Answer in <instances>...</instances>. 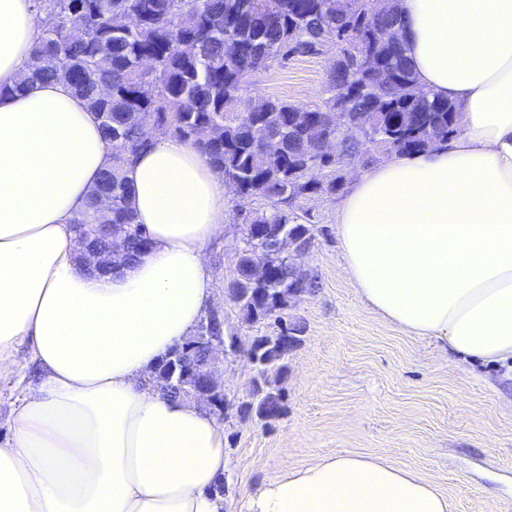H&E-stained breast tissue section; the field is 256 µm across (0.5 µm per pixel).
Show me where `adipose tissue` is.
<instances>
[{
    "label": "adipose tissue",
    "mask_w": 512,
    "mask_h": 512,
    "mask_svg": "<svg viewBox=\"0 0 512 512\" xmlns=\"http://www.w3.org/2000/svg\"><path fill=\"white\" fill-rule=\"evenodd\" d=\"M419 87L458 133L359 174L336 214L358 295L395 329L485 362L512 359V0H400ZM38 32L33 0H0V382L26 349L41 375L10 401L0 512H221L224 427L157 392V362L211 296L206 246L224 233V178L155 138L124 168L150 247L99 275L71 220L111 145L66 83L15 82ZM248 512H449L435 480L336 452L246 491Z\"/></svg>",
    "instance_id": "ef3b65f1"
}]
</instances>
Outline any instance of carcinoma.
<instances>
[{
  "label": "carcinoma",
  "mask_w": 512,
  "mask_h": 512,
  "mask_svg": "<svg viewBox=\"0 0 512 512\" xmlns=\"http://www.w3.org/2000/svg\"><path fill=\"white\" fill-rule=\"evenodd\" d=\"M42 32L29 69L14 88L33 79L61 81L100 117L112 158L75 215L77 231L106 248L110 236L93 224L123 231L127 259L136 260L150 242L131 207L122 176L129 157L149 146L146 121L158 134L192 143L235 194L258 200L243 225L245 247L237 257L231 290L245 298L238 307L255 326L283 320L296 299L314 291L317 276L285 259L280 240L288 234L310 247L315 227L298 222L296 202L313 195H337L342 161L426 151L456 134L454 105L423 97L408 66L401 40L399 0H37ZM74 27L84 35L72 38ZM339 43L323 103L301 109L279 98L245 99L241 90L252 72L291 54H309L325 40ZM349 113L336 131V94ZM380 132L369 143L358 127ZM319 127L336 140V154L318 155L309 130ZM326 169L331 176L321 177ZM112 194V209L97 201ZM270 278H253L258 260ZM258 351L256 390L243 415L278 417L282 389L275 385L288 356L266 334L251 337ZM164 356L155 386L173 399L181 388L169 380Z\"/></svg>",
  "instance_id": "obj_1"
}]
</instances>
